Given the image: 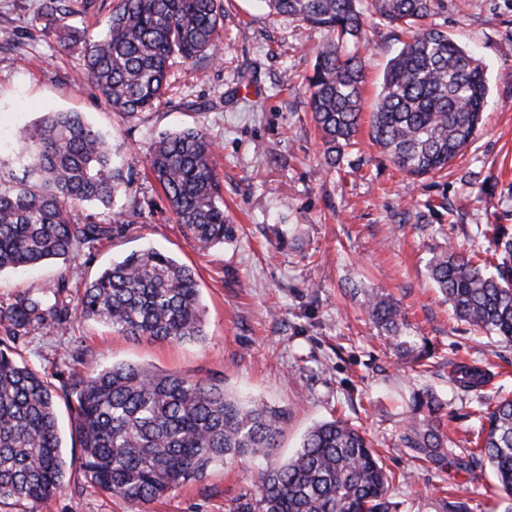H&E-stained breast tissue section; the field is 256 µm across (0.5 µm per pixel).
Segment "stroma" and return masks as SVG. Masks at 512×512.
Returning <instances> with one entry per match:
<instances>
[{
	"label": "stroma",
	"instance_id": "1",
	"mask_svg": "<svg viewBox=\"0 0 512 512\" xmlns=\"http://www.w3.org/2000/svg\"><path fill=\"white\" fill-rule=\"evenodd\" d=\"M45 0H0V139L17 142L47 112H81L112 140L126 178L115 209H138L124 237L105 240L67 263L0 273V302L54 287L68 274L75 299L112 261L155 248L197 274L207 336L172 345L113 334L74 320L51 336L20 339L17 359L53 387L69 376L67 351L87 367L126 362L175 370L223 384L226 393L287 414L277 460L292 454L315 422L340 417L372 440L383 466L407 474L394 483L396 512H503L504 495L488 465L475 472L413 458L399 441L408 396L429 386L447 402L454 452L472 447L487 405L512 395V346L471 333L434 288L427 265L449 246L489 257L474 225L512 234V0H446L428 20L483 62L489 83L485 121L447 171L412 180L376 147L368 125L339 164L327 168L308 107L322 28L278 16L258 0H222L220 59L174 60L160 104L129 120L90 83H78V53L63 50L41 18ZM364 98L373 102L386 63L408 35L380 19L364 28ZM197 127L216 144L232 241L197 249L175 221L148 171L159 133ZM491 193H482V186ZM386 290L404 307L413 335L430 340L439 364L403 367L364 305ZM478 361L492 379L458 395L451 365ZM249 462L219 466L175 488L152 512H229L251 487ZM66 489L36 512H137L102 491L78 467Z\"/></svg>",
	"mask_w": 512,
	"mask_h": 512
}]
</instances>
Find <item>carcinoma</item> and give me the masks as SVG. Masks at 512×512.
Returning <instances> with one entry per match:
<instances>
[{
  "mask_svg": "<svg viewBox=\"0 0 512 512\" xmlns=\"http://www.w3.org/2000/svg\"><path fill=\"white\" fill-rule=\"evenodd\" d=\"M63 0H47L42 17L64 50L79 51L80 80L93 84L134 120L160 102L170 62L220 56L219 0H116L103 32L88 39L67 22ZM270 11L320 26L336 41L317 54L309 108L321 132L325 162L336 167L355 144L362 115L364 66L359 42L367 16L415 29L383 72L371 118V139L408 175L447 167L475 139L488 85L479 59L444 31L424 27L444 0H263ZM215 143L186 128L164 132L148 158L176 222L201 249L224 243L234 228L224 215L213 164ZM125 184L109 139L79 112H47L23 129L14 147L0 144V272L67 261L86 246L125 235L136 212L108 221L80 220L84 203L114 205ZM476 232L500 249L489 267L452 246L429 260L432 282L456 316L475 331L512 345V236L501 224ZM52 291H26L0 303V499L31 504L63 491L67 461L58 399L70 410L80 470L102 490L149 512V505L218 465L259 463L252 489L231 512H390L394 476L370 440L338 419L313 424L299 449L275 459L285 413L241 400L223 384L195 380L152 365L114 363L70 374L61 391L16 358L15 343L33 329L54 330L72 319L102 322L132 339L199 343L206 332L195 272L173 256L133 252L86 284L72 304ZM367 312L404 363L425 366L432 350L407 331L403 306L377 290ZM463 393L490 381L481 364H452ZM445 403L431 387L414 391L400 441L414 457L448 464L442 431ZM476 452L495 474L512 512V398L485 409Z\"/></svg>",
  "mask_w": 512,
  "mask_h": 512,
  "instance_id": "1",
  "label": "carcinoma"
}]
</instances>
